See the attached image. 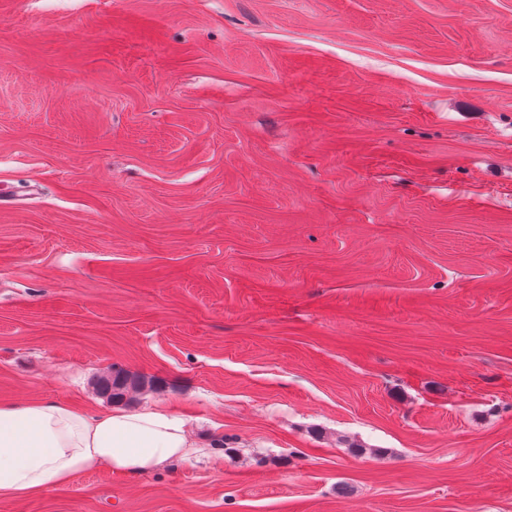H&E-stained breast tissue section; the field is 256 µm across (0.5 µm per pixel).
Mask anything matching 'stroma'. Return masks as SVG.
<instances>
[{
  "label": "stroma",
  "instance_id": "35a3bbf8",
  "mask_svg": "<svg viewBox=\"0 0 512 512\" xmlns=\"http://www.w3.org/2000/svg\"><path fill=\"white\" fill-rule=\"evenodd\" d=\"M0 191V402L210 451L0 512H512V0H0ZM140 377L121 372H110L100 376L95 385L99 395L110 401H121L130 392L142 387Z\"/></svg>",
  "mask_w": 512,
  "mask_h": 512
}]
</instances>
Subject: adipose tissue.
<instances>
[{
  "label": "adipose tissue",
  "mask_w": 512,
  "mask_h": 512,
  "mask_svg": "<svg viewBox=\"0 0 512 512\" xmlns=\"http://www.w3.org/2000/svg\"><path fill=\"white\" fill-rule=\"evenodd\" d=\"M185 422L161 407L91 415L56 400L0 403V499L67 487L76 474H139L197 452Z\"/></svg>",
  "instance_id": "1"
}]
</instances>
